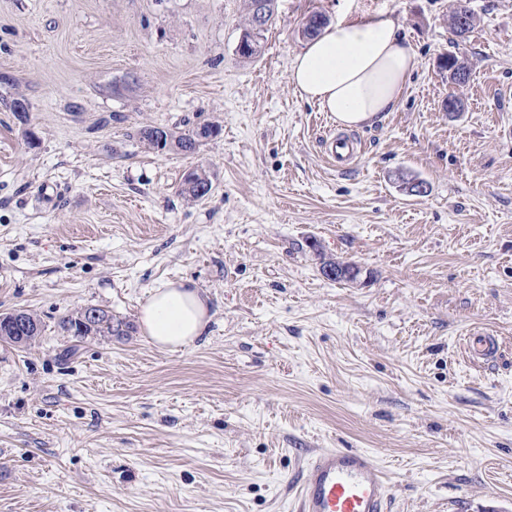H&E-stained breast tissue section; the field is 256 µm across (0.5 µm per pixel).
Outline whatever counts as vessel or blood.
Wrapping results in <instances>:
<instances>
[{
    "label": "vessel or blood",
    "instance_id": "b4317fda",
    "mask_svg": "<svg viewBox=\"0 0 512 512\" xmlns=\"http://www.w3.org/2000/svg\"><path fill=\"white\" fill-rule=\"evenodd\" d=\"M360 154L355 142L337 133L328 141L326 156L331 167L344 169ZM465 350L475 360L491 358L495 337L472 332ZM389 486L369 452L327 448L310 456L305 465L297 512H387Z\"/></svg>",
    "mask_w": 512,
    "mask_h": 512
}]
</instances>
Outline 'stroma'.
Masks as SVG:
<instances>
[{
  "instance_id": "1",
  "label": "stroma",
  "mask_w": 512,
  "mask_h": 512,
  "mask_svg": "<svg viewBox=\"0 0 512 512\" xmlns=\"http://www.w3.org/2000/svg\"><path fill=\"white\" fill-rule=\"evenodd\" d=\"M453 7L277 0L245 59L246 0H0V313L44 325L0 342V512H295L319 448L367 450L390 512H512V0H470L461 43ZM315 12L391 14L419 61L343 172L288 81ZM205 123L221 132L191 154L138 135ZM179 280L212 318L169 352L139 311ZM87 306L123 335L75 342L59 322ZM474 328L493 360L468 359ZM474 25L475 17L469 7L468 0H457L450 18V29L453 34L462 42L472 32ZM441 68L445 71H448V85L451 88V91L448 93V100L451 98L457 99L459 103V108L451 111L448 108V111L458 112L461 110V101L460 98L455 93V88L460 87L464 84H461L460 77L465 75L468 81L470 70L468 66L467 60L457 53H448L445 57L442 58ZM199 188L203 189L200 193ZM212 189V182L205 170H192L190 174L185 176L181 184V194L192 200H199L206 197ZM42 331V322L37 313L28 310H12L0 313V341L21 348L35 342ZM24 337L20 342L19 338Z\"/></svg>"
}]
</instances>
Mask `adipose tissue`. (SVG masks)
Masks as SVG:
<instances>
[{"label": "adipose tissue", "mask_w": 512, "mask_h": 512, "mask_svg": "<svg viewBox=\"0 0 512 512\" xmlns=\"http://www.w3.org/2000/svg\"><path fill=\"white\" fill-rule=\"evenodd\" d=\"M415 68L401 24L379 13L324 28L295 56L288 79L301 99L318 104L337 124L356 128L395 110ZM209 308L193 283L168 282L151 292L139 324L155 345L173 349L203 335Z\"/></svg>", "instance_id": "adipose-tissue-1"}]
</instances>
